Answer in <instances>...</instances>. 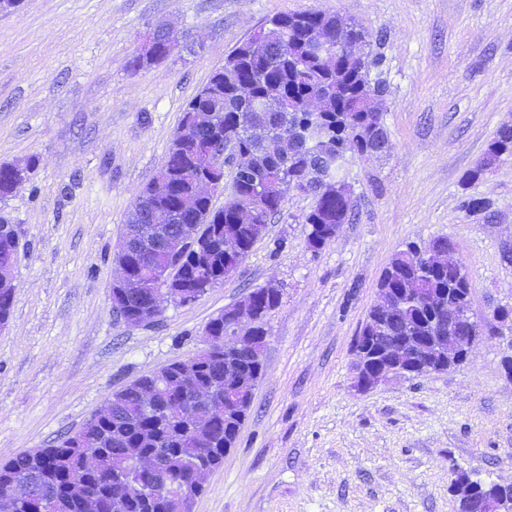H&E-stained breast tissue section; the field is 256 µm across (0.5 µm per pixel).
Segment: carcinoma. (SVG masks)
I'll list each match as a JSON object with an SVG mask.
<instances>
[{"mask_svg":"<svg viewBox=\"0 0 512 512\" xmlns=\"http://www.w3.org/2000/svg\"><path fill=\"white\" fill-rule=\"evenodd\" d=\"M266 55L252 54L248 42L239 44L208 81L188 101L182 119L168 147L170 161L153 182L136 196L127 223L136 222L149 229L163 226L187 243L175 254L153 248L147 262L138 266L139 276L150 280L159 270L170 272L199 286V295L217 287L227 278V269L237 268L256 242L266 233L268 224L281 213L289 186L306 173L311 176L314 206L305 216L309 224L308 248L321 250L335 236L336 225L353 220V197L336 198L329 194L340 179L345 157L338 146L349 130H361L360 138L350 139L362 155L379 156L376 138L386 136L383 112H363L360 97L370 93L385 99L386 88L371 72L382 63L373 48L376 39L354 23L346 24L333 14L300 12L272 18L262 26ZM169 53L168 34L154 33L153 55L136 54L131 58L134 70L164 61ZM253 84L254 101L241 102L238 85ZM313 93L322 94V111L307 112L303 103ZM202 117L196 129L201 145L220 147L228 133L234 134L240 158L251 168L253 177L243 180L232 174L224 205H214V195L197 188L200 174L186 156L188 144L180 138L181 128L191 114ZM263 125L270 136L288 130L297 138L293 154L286 160L271 156L263 144L252 138L251 128ZM512 156V125L499 128L484 157L468 173L475 179L502 157ZM14 165L0 164V198L13 192ZM169 182V192L160 197L154 184ZM231 233L240 242L234 258L224 256V234ZM445 238H438L421 249L417 260L408 250L392 258L379 280L378 289L405 288L413 285L418 293L396 298L391 319L382 335L386 343L397 347L408 336L425 340L448 329V299L460 292L470 295L464 270L455 279L448 277L443 262ZM17 252L13 245L10 218L0 214V258ZM241 302L254 310L246 331L258 344L269 336L268 315L280 302L277 288L264 286L246 291ZM234 306L211 318L205 328L214 336L224 335ZM196 367L189 391H206L218 402L230 393L252 395L265 371L264 350L247 348L226 352L199 351L190 358ZM183 361H174L143 375L112 393L118 414L110 417L91 415L80 429L61 437L48 448H34L0 461V487L25 482L44 491L48 503L32 498L22 503L0 496V512H41L56 502L55 512H87L85 503L98 500L97 512H112V500L120 498L124 512H186L187 499H195L203 489L195 488L191 476L197 465L214 471L224 464V455L234 447L251 405H225L224 422L211 430L196 429L187 417V399L165 393L158 402L145 407L138 398L139 388L155 383L158 375L173 377ZM448 370V351L436 362L418 360L407 377H418ZM100 457L97 470L84 469V457ZM163 454L177 470L183 490L171 491L162 485L152 487L149 498L127 491V485L139 477L142 459Z\"/></svg>","mask_w":512,"mask_h":512,"instance_id":"cac0c4a2","label":"carcinoma"}]
</instances>
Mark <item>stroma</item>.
Here are the masks:
<instances>
[{
	"label": "stroma",
	"mask_w": 512,
	"mask_h": 512,
	"mask_svg": "<svg viewBox=\"0 0 512 512\" xmlns=\"http://www.w3.org/2000/svg\"><path fill=\"white\" fill-rule=\"evenodd\" d=\"M336 13L381 36L386 154H348L358 210L319 252L311 196L289 193L223 285L148 327L112 311L113 261L136 195L161 169L186 102L268 18ZM164 62L131 69L156 23ZM512 124V0H23L0 12V164L33 162L0 200L21 246L0 329V461L79 429L136 378L194 356L246 289L279 305L237 443L193 512H457L448 464L512 482V158L467 173ZM486 198L492 218L467 214ZM445 237L482 339L454 369L352 387L377 282L407 244Z\"/></svg>",
	"instance_id": "obj_1"
}]
</instances>
